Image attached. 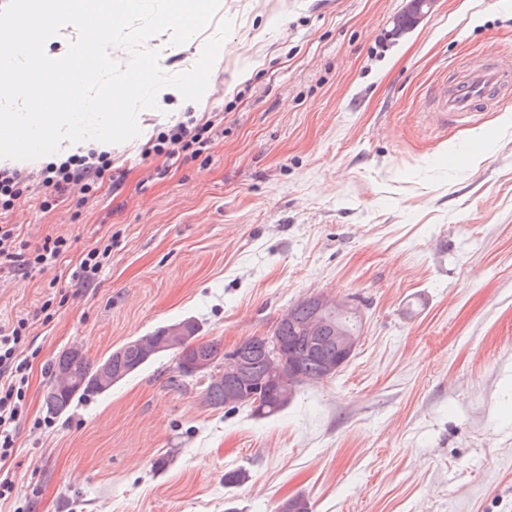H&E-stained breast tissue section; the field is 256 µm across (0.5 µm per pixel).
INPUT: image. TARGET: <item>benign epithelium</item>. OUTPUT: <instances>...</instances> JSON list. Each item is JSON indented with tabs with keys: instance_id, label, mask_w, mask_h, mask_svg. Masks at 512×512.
<instances>
[{
	"instance_id": "obj_1",
	"label": "benign epithelium",
	"mask_w": 512,
	"mask_h": 512,
	"mask_svg": "<svg viewBox=\"0 0 512 512\" xmlns=\"http://www.w3.org/2000/svg\"><path fill=\"white\" fill-rule=\"evenodd\" d=\"M437 2L438 0H404L401 11L393 18V34L400 36L414 30L433 12ZM303 301L314 309L313 323L303 330L312 346L311 353L318 354L316 334L321 326L330 324L336 339V361H326L323 364L324 379L327 380L350 360L360 340L359 332L348 328L341 322V318L351 316L359 321L361 316L347 299L312 295L303 298ZM197 333L196 321L185 319L168 326L164 336L160 338L138 337L133 339L132 343L139 347L143 357L149 358L163 351L180 348L189 341L197 343V340L193 339V335ZM122 351L121 347L113 351L112 357L101 365L97 376L100 386H109L116 380V377L112 376V359L121 356ZM261 361L265 364V370L258 379L253 375V360L234 348L224 350V359L217 363L200 355L192 357L183 362L182 371L194 378L199 374L208 376L213 366H218L224 374V379L230 382L224 397V406L232 408L244 407L254 398L253 388H241L237 386L239 382L256 383L264 390L276 391L282 396L291 394L296 386L306 382L299 361L287 356L277 336L267 337L261 350Z\"/></svg>"
}]
</instances>
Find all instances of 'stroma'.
Here are the masks:
<instances>
[{"instance_id":"35a3bbf8","label":"stroma","mask_w":512,"mask_h":512,"mask_svg":"<svg viewBox=\"0 0 512 512\" xmlns=\"http://www.w3.org/2000/svg\"><path fill=\"white\" fill-rule=\"evenodd\" d=\"M402 0H220L215 24L148 42L169 74L230 20L200 101L167 95L111 148V181L80 211L43 212L46 158L20 164L34 199L5 221L25 243L68 238L47 271L0 278V325L31 323L35 357L0 512H512V109L476 126L429 106L458 63L512 58L502 0H438L392 34ZM194 118L224 135L170 162L159 132ZM117 236L96 283L82 252ZM307 295L347 298L359 345L341 371L299 388L277 417L206 406L174 386L175 354L108 393L46 415L58 356H108L194 319L231 349L270 335ZM242 471L243 482L224 476Z\"/></svg>"}]
</instances>
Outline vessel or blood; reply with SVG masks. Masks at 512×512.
Here are the masks:
<instances>
[{
    "label": "vessel or blood",
    "instance_id": "1",
    "mask_svg": "<svg viewBox=\"0 0 512 512\" xmlns=\"http://www.w3.org/2000/svg\"><path fill=\"white\" fill-rule=\"evenodd\" d=\"M462 74L438 85L432 98L437 110L452 120L470 117L486 105L505 103L512 96V61L474 66L463 64Z\"/></svg>",
    "mask_w": 512,
    "mask_h": 512
}]
</instances>
